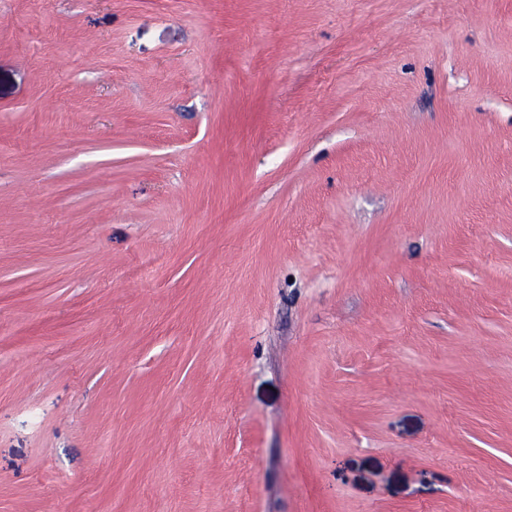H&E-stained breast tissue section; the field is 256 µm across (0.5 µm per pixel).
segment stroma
Here are the masks:
<instances>
[{
	"label": "stroma",
	"instance_id": "35a3bbf8",
	"mask_svg": "<svg viewBox=\"0 0 512 512\" xmlns=\"http://www.w3.org/2000/svg\"><path fill=\"white\" fill-rule=\"evenodd\" d=\"M0 512H512V0H0Z\"/></svg>",
	"mask_w": 512,
	"mask_h": 512
}]
</instances>
